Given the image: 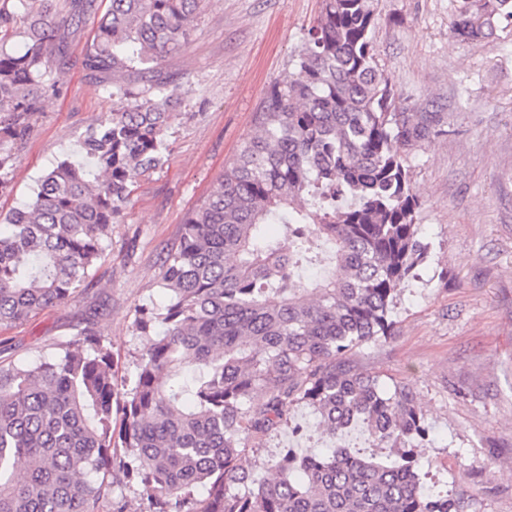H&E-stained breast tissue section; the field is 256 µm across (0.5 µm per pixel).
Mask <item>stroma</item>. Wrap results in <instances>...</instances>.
Instances as JSON below:
<instances>
[{
    "label": "stroma",
    "instance_id": "1",
    "mask_svg": "<svg viewBox=\"0 0 512 512\" xmlns=\"http://www.w3.org/2000/svg\"><path fill=\"white\" fill-rule=\"evenodd\" d=\"M371 7L376 60L397 100L440 112L444 133L407 159L431 254L401 285L394 336L364 345L354 359L385 387L405 382L417 391L431 426L430 493L459 487L468 512H512V27L489 45L451 36L455 0H372ZM320 9L321 0H205L184 52L163 63L182 73L164 167L135 177L105 260L70 299L0 329V360L53 355L95 311L116 382L132 386L148 346L134 331L135 310L167 299L161 248L218 185ZM83 51L76 42L72 65L54 72L58 94L11 173L1 213L23 205L57 157L111 111L81 68ZM334 441L302 403L277 431L249 440L241 464L262 481L286 449L316 453Z\"/></svg>",
    "mask_w": 512,
    "mask_h": 512
}]
</instances>
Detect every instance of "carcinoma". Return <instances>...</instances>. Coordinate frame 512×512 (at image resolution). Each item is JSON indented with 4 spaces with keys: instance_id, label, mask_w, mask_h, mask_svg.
<instances>
[{
    "instance_id": "carcinoma-1",
    "label": "carcinoma",
    "mask_w": 512,
    "mask_h": 512,
    "mask_svg": "<svg viewBox=\"0 0 512 512\" xmlns=\"http://www.w3.org/2000/svg\"><path fill=\"white\" fill-rule=\"evenodd\" d=\"M202 2L109 0L102 13L98 0H0V194L57 91L49 65L70 64L90 18L81 65L112 98L0 215V327L70 298L104 259L132 176L165 165L180 72L162 62L184 51ZM458 2L456 37L512 25V0ZM373 27L369 0H322L293 71L166 245L171 299L135 311L150 345L131 388L118 391L95 314L50 359L0 361V512H99L123 485L151 512H464L461 494L423 493L430 426L413 389L386 392L352 359L392 334L398 288L430 252L406 155L442 133L438 113L397 104ZM305 262L332 270L305 281ZM297 402L329 434L361 424L397 452L285 455L239 494L242 440L276 431Z\"/></svg>"
}]
</instances>
